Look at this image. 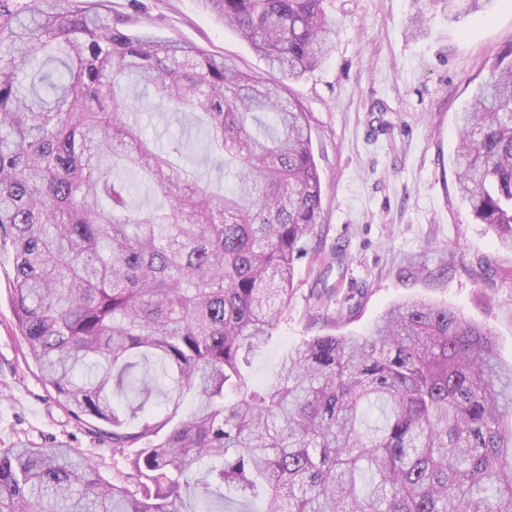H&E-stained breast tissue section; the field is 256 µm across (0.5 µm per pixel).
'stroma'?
<instances>
[{"label": "stroma", "mask_w": 512, "mask_h": 512, "mask_svg": "<svg viewBox=\"0 0 512 512\" xmlns=\"http://www.w3.org/2000/svg\"><path fill=\"white\" fill-rule=\"evenodd\" d=\"M423 13L421 31L412 20ZM131 32L206 49L226 63L269 77L265 60L200 0H112ZM335 47L285 95L310 114L323 206L307 258L296 263L288 309L271 341L251 357L257 382L271 381L279 358L311 337L358 336L392 304L418 297L459 310L489 329L512 362V251L500 248L456 190L452 158L457 114L491 60L512 44V9L449 22L428 0H329ZM143 132L184 135L188 165L204 160L194 114L145 110ZM338 251L342 266L324 271ZM10 250H0V449L66 444L108 480L125 464L111 441L61 408L26 356L15 326Z\"/></svg>", "instance_id": "1"}]
</instances>
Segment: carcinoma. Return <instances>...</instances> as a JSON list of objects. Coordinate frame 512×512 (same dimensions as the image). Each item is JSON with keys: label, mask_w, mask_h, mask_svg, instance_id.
Returning <instances> with one entry per match:
<instances>
[{"label": "carcinoma", "mask_w": 512, "mask_h": 512, "mask_svg": "<svg viewBox=\"0 0 512 512\" xmlns=\"http://www.w3.org/2000/svg\"><path fill=\"white\" fill-rule=\"evenodd\" d=\"M279 77L131 34L111 0H0V249L13 316L55 400L130 471L75 449L0 450V512H512V365L492 334L412 298L365 336H315L258 385L249 355L288 307L319 226L310 116L285 81L331 49L327 0H201ZM448 19L496 0H430ZM203 114L222 193L143 136L142 97ZM461 200L512 250V45L460 113ZM133 173L140 182L124 181ZM143 188L160 206L133 207ZM158 396L164 411L145 413Z\"/></svg>", "instance_id": "cac0c4a2"}]
</instances>
